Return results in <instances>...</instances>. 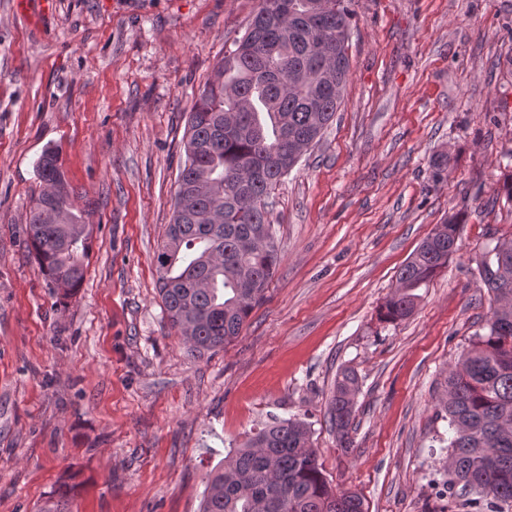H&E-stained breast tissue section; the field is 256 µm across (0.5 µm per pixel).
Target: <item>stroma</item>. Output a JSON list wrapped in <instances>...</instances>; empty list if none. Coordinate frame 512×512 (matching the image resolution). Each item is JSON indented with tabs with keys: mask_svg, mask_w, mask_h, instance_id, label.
<instances>
[{
	"mask_svg": "<svg viewBox=\"0 0 512 512\" xmlns=\"http://www.w3.org/2000/svg\"><path fill=\"white\" fill-rule=\"evenodd\" d=\"M259 0H0V512H199L246 433L299 416L366 512H471L442 496L443 376L493 300L476 262L512 241V0H352L350 73L321 140L271 194L280 262L238 338L192 356L158 295L189 112ZM55 148L93 226L61 297L25 225ZM447 154L435 171L433 160ZM458 249L413 313L380 310L449 215ZM361 381L352 446L326 417ZM358 391L359 379L356 372L351 368L342 369L331 392L327 417L343 448L350 445V431L355 420V396Z\"/></svg>",
	"mask_w": 512,
	"mask_h": 512,
	"instance_id": "35a3bbf8",
	"label": "stroma"
}]
</instances>
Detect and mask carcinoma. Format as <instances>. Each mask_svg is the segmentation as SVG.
<instances>
[{"label": "carcinoma", "mask_w": 512, "mask_h": 512, "mask_svg": "<svg viewBox=\"0 0 512 512\" xmlns=\"http://www.w3.org/2000/svg\"><path fill=\"white\" fill-rule=\"evenodd\" d=\"M351 0H262L245 34L224 50L189 113L175 200L156 255L159 295L170 326L195 355L234 341L264 298L279 253L269 220L271 190L291 171L292 149L314 142L333 119L336 86L350 71ZM43 189L27 218L38 272L63 296L81 287L92 232L70 199L58 155L37 163ZM460 215L436 225L397 275L380 319L414 310L415 290L457 249ZM497 307L445 376L438 397L447 429L448 497L471 495L475 512H512V242L477 261ZM359 379L342 369L327 417L340 446L350 445ZM39 512H71L68 492ZM201 512H363L354 492L335 490L312 445L307 422L275 418L224 456L211 472Z\"/></svg>", "instance_id": "carcinoma-1"}]
</instances>
